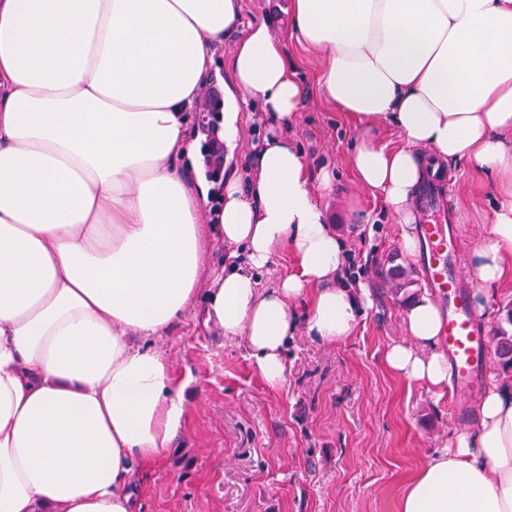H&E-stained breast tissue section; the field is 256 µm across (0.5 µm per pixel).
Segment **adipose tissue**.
Wrapping results in <instances>:
<instances>
[{"mask_svg": "<svg viewBox=\"0 0 512 512\" xmlns=\"http://www.w3.org/2000/svg\"><path fill=\"white\" fill-rule=\"evenodd\" d=\"M286 12L288 36L323 60L320 98L362 135L352 166L407 257L420 191L444 187L448 161L493 176L490 239L471 263L480 295H495L512 275V0H288ZM230 36L225 161L251 106L272 135L248 174H225L212 213L187 114ZM285 37L245 21L241 0H0V512H135L133 476L161 463L188 408L151 342L197 296L273 389L299 327L351 335L357 300L320 202L332 176L313 180L290 137L302 89ZM386 125L400 147L374 140ZM280 250L293 270L258 287L254 270ZM404 324L410 341L387 364L446 392L439 308L416 298ZM475 412L398 512H512V378H492Z\"/></svg>", "mask_w": 512, "mask_h": 512, "instance_id": "ef3b65f1", "label": "adipose tissue"}]
</instances>
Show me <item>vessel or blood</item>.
<instances>
[{
    "instance_id": "vessel-or-blood-1",
    "label": "vessel or blood",
    "mask_w": 512,
    "mask_h": 512,
    "mask_svg": "<svg viewBox=\"0 0 512 512\" xmlns=\"http://www.w3.org/2000/svg\"><path fill=\"white\" fill-rule=\"evenodd\" d=\"M423 274L428 288L445 303L443 342L448 350L455 390L471 393L478 389L486 369L489 340L478 329L467 302L469 283L458 270L457 236L453 226L426 224Z\"/></svg>"
}]
</instances>
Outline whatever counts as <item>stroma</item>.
Here are the masks:
<instances>
[{
  "mask_svg": "<svg viewBox=\"0 0 512 512\" xmlns=\"http://www.w3.org/2000/svg\"><path fill=\"white\" fill-rule=\"evenodd\" d=\"M289 65L304 106L293 129L311 176L333 173L322 205L346 247L348 281L370 302L351 336L332 343L299 328L286 350L281 388H268L241 338L208 324L204 296L154 345L192 379L190 408L174 447L135 477L140 512H398L406 482L427 458L473 427L474 394L436 398L385 362L406 340L407 305L380 272L393 265L421 276L420 258L400 251L379 193L363 186L348 157L358 134L317 92L319 57L289 41ZM448 192L425 188L438 208L421 223H453L460 266L490 236L493 179L473 163L454 164Z\"/></svg>",
  "mask_w": 512,
  "mask_h": 512,
  "instance_id": "35a3bbf8",
  "label": "stroma"
}]
</instances>
